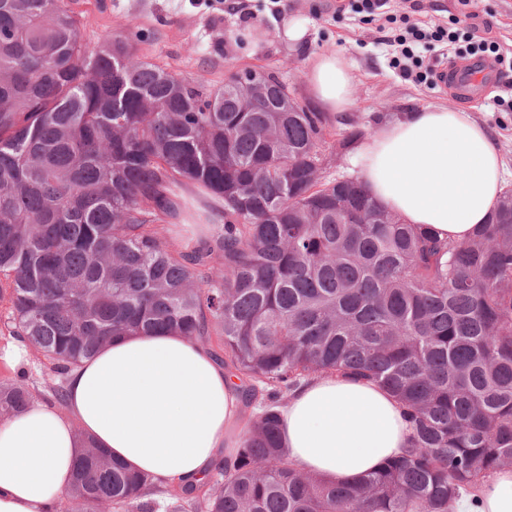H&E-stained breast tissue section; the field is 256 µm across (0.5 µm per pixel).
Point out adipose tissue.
<instances>
[{
	"instance_id": "ef3b65f1",
	"label": "adipose tissue",
	"mask_w": 512,
	"mask_h": 512,
	"mask_svg": "<svg viewBox=\"0 0 512 512\" xmlns=\"http://www.w3.org/2000/svg\"><path fill=\"white\" fill-rule=\"evenodd\" d=\"M349 68L335 51L312 59L311 92L324 110L352 105ZM353 161L382 207L458 243L488 220L506 176L485 124L469 112L432 105L381 124ZM278 413L289 461L335 483L402 455L412 433L392 394L336 373L302 384ZM82 433L133 470L195 488L235 459L246 433L241 383L184 336L113 339L67 372L64 407L38 401L0 421V512H56ZM455 512H512V467L461 495Z\"/></svg>"
}]
</instances>
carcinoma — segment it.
Here are the masks:
<instances>
[{
	"label": "carcinoma",
	"instance_id": "obj_1",
	"mask_svg": "<svg viewBox=\"0 0 512 512\" xmlns=\"http://www.w3.org/2000/svg\"><path fill=\"white\" fill-rule=\"evenodd\" d=\"M269 80L245 102L120 36L88 49L68 0H0V288L14 335L61 375L120 336L222 339L262 412L218 487H167L169 512L187 498L194 512H450L512 466V190L469 241L440 242L359 180H322L338 116L272 111L285 85ZM328 371L377 382L413 426L403 455L353 484L298 471L281 444L276 407ZM32 402L25 383L0 386V417ZM153 490L83 440L71 502L141 512Z\"/></svg>",
	"mask_w": 512,
	"mask_h": 512
}]
</instances>
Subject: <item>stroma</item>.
Returning a JSON list of instances; mask_svg holds the SVG:
<instances>
[{
  "instance_id": "1",
  "label": "stroma",
  "mask_w": 512,
  "mask_h": 512,
  "mask_svg": "<svg viewBox=\"0 0 512 512\" xmlns=\"http://www.w3.org/2000/svg\"><path fill=\"white\" fill-rule=\"evenodd\" d=\"M250 18L229 14L219 0H70L79 15V36L95 48L105 34L128 37L139 56L172 73L220 85L234 72L259 69L295 89L310 110L318 105L307 75L311 59L336 51L350 62L354 102L344 122L325 138V180L356 176L350 156L382 123L406 112L448 106L471 112L493 132L512 189V112L494 111L497 95L512 94V73L492 76L491 92L456 95L444 87L417 85L389 65L377 22L361 14L336 13V0H246ZM479 21L492 24L505 52L512 53V0H475ZM306 27L296 43L282 34L285 19Z\"/></svg>"
}]
</instances>
